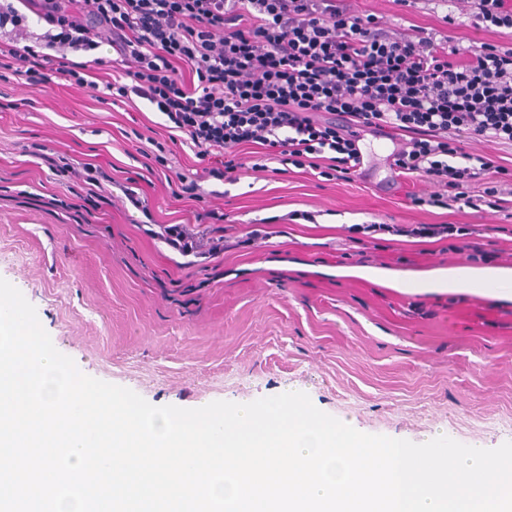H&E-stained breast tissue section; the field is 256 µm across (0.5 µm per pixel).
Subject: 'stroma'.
<instances>
[{
  "label": "stroma",
  "mask_w": 512,
  "mask_h": 512,
  "mask_svg": "<svg viewBox=\"0 0 512 512\" xmlns=\"http://www.w3.org/2000/svg\"><path fill=\"white\" fill-rule=\"evenodd\" d=\"M398 31L416 25L466 48L507 45L512 34L455 24L422 0H345ZM163 117L141 101L112 103L59 80L36 90L0 75V278L35 307L56 349L93 378L155 406L199 408L307 393L360 432L420 442L445 431L467 444L512 441V295L471 297L453 274L477 264L444 243L388 233L360 242L354 225L471 224L512 273V220L494 212L409 206L431 193L389 169L393 143L365 135V169L317 179L276 160L237 183H205L206 204L228 216L227 249L197 260L157 234L189 222L196 202L171 196L140 154L166 139ZM99 166L114 184L92 223L45 208L67 180L37 153ZM143 193L144 221L122 189ZM313 222L288 221L290 212ZM418 280L422 289L403 284Z\"/></svg>",
  "instance_id": "35a3bbf8"
}]
</instances>
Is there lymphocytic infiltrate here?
Segmentation results:
<instances>
[{
  "instance_id": "obj_1",
  "label": "lymphocytic infiltrate",
  "mask_w": 512,
  "mask_h": 512,
  "mask_svg": "<svg viewBox=\"0 0 512 512\" xmlns=\"http://www.w3.org/2000/svg\"><path fill=\"white\" fill-rule=\"evenodd\" d=\"M48 29L20 31L12 0H0V71L40 90L54 80L87 88L90 62L76 52L108 44L115 52L105 87L113 101L137 97L163 115L168 140L189 146L201 178L177 174L171 193L201 200V179L235 183L241 148L257 146L323 178L360 171L363 132L388 135L397 176L439 184L413 206L489 207L512 215V173L465 139L512 145V46L460 49L448 36L417 28L382 32L373 16L351 15L343 0H89V19L73 0H21ZM477 29L512 31V0H470ZM330 114L331 122L321 121ZM167 142H155L153 166L168 165ZM224 215L197 213L198 231L173 224L162 235L180 254L198 255ZM364 234L392 233L444 241L472 262L496 253L474 241L469 224H361Z\"/></svg>"
}]
</instances>
